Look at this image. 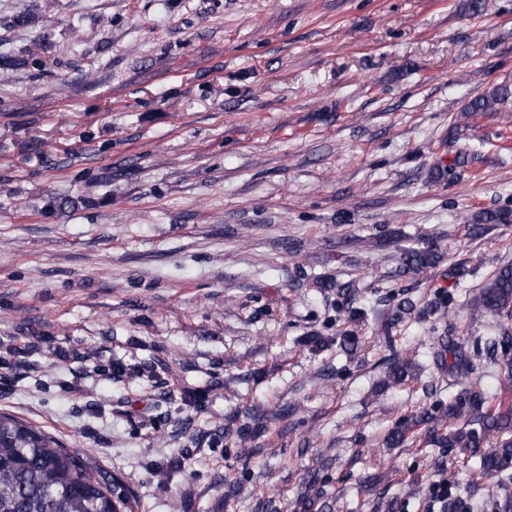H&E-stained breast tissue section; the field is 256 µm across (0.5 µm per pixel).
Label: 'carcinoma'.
Here are the masks:
<instances>
[{
	"label": "carcinoma",
	"mask_w": 512,
	"mask_h": 512,
	"mask_svg": "<svg viewBox=\"0 0 512 512\" xmlns=\"http://www.w3.org/2000/svg\"><path fill=\"white\" fill-rule=\"evenodd\" d=\"M512 104V83L502 82L471 99L456 116L468 128L476 118ZM507 210L483 211L475 216L473 232L484 224H511ZM443 255L427 246L404 251L399 272L408 274L435 266ZM483 308L512 321V266L499 268L482 288ZM487 352L507 356L499 382L512 387V326L501 324L489 338ZM413 377L411 363L397 355L387 362L388 386H400ZM429 428L438 448H478L490 432L500 434L496 445L480 456L473 485L486 478L512 479V399L486 392L480 382L465 387L443 410L421 407L396 423L387 442L403 444L413 426ZM129 502L114 499L110 488L95 479L79 455L61 448L42 431L0 415V512H117Z\"/></svg>",
	"instance_id": "1"
}]
</instances>
